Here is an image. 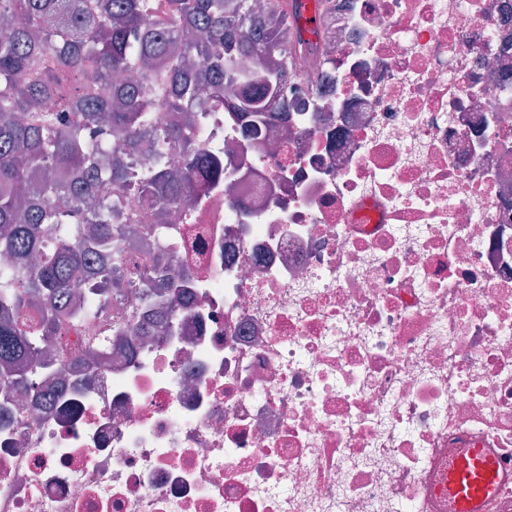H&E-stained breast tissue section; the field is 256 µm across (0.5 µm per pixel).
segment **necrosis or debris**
Here are the masks:
<instances>
[{"instance_id":"obj_1","label":"necrosis or debris","mask_w":512,"mask_h":512,"mask_svg":"<svg viewBox=\"0 0 512 512\" xmlns=\"http://www.w3.org/2000/svg\"><path fill=\"white\" fill-rule=\"evenodd\" d=\"M320 52L266 140L205 113L172 319L126 197L130 284L80 330L112 355L0 411V512H449L455 448L512 512V0H332Z\"/></svg>"}]
</instances>
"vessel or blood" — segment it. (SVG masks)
Segmentation results:
<instances>
[{
    "label": "vessel or blood",
    "instance_id": "1",
    "mask_svg": "<svg viewBox=\"0 0 512 512\" xmlns=\"http://www.w3.org/2000/svg\"><path fill=\"white\" fill-rule=\"evenodd\" d=\"M497 480V464L483 449H462L448 464V497L453 512H485Z\"/></svg>",
    "mask_w": 512,
    "mask_h": 512
}]
</instances>
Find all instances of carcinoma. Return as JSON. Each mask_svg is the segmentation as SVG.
<instances>
[{"mask_svg":"<svg viewBox=\"0 0 512 512\" xmlns=\"http://www.w3.org/2000/svg\"><path fill=\"white\" fill-rule=\"evenodd\" d=\"M303 0H0V389L45 375L51 348L99 321L122 288L121 248L136 238L98 193L109 185L163 218L222 173L200 114L286 112L277 81L316 47ZM252 59L261 67H247ZM166 97L175 127L161 125ZM53 105H47V102ZM148 141V155L140 153ZM185 167H168L170 156ZM161 253L175 240L154 225ZM141 280L177 289L159 263ZM112 337L70 343L102 365Z\"/></svg>","mask_w":512,"mask_h":512,"instance_id":"obj_1","label":"carcinoma"}]
</instances>
